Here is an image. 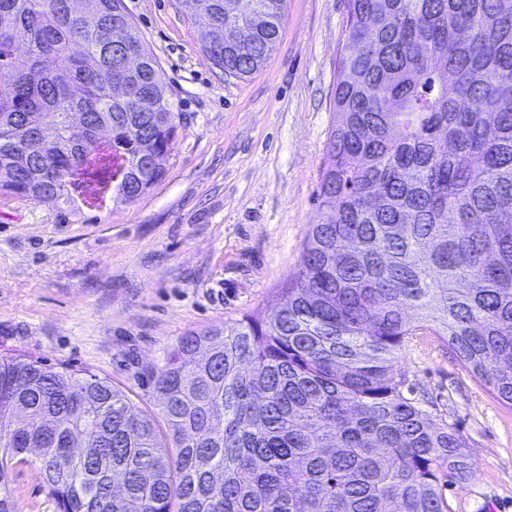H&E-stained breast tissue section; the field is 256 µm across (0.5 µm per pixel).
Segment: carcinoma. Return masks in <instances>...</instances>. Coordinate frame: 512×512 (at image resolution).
<instances>
[{
    "instance_id": "1",
    "label": "carcinoma",
    "mask_w": 512,
    "mask_h": 512,
    "mask_svg": "<svg viewBox=\"0 0 512 512\" xmlns=\"http://www.w3.org/2000/svg\"><path fill=\"white\" fill-rule=\"evenodd\" d=\"M0 0V194L132 203L165 174L174 104L123 0ZM243 79L287 0H180ZM335 122L283 303L180 337L160 416L90 371L0 357L4 477L38 452L58 512H450L466 440L394 368L437 336L512 407V0H348Z\"/></svg>"
}]
</instances>
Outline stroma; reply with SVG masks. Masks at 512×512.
<instances>
[{
	"instance_id": "1",
	"label": "stroma",
	"mask_w": 512,
	"mask_h": 512,
	"mask_svg": "<svg viewBox=\"0 0 512 512\" xmlns=\"http://www.w3.org/2000/svg\"><path fill=\"white\" fill-rule=\"evenodd\" d=\"M157 61L177 123L166 174L136 202L0 194V355L110 378L157 412L147 372L191 331L281 302L312 224L334 121L346 0H288L263 68L225 75L179 0H123ZM417 396L465 438L474 474L450 480L452 512H512V408L446 343L400 353ZM17 512H58L36 465L8 476Z\"/></svg>"
}]
</instances>
